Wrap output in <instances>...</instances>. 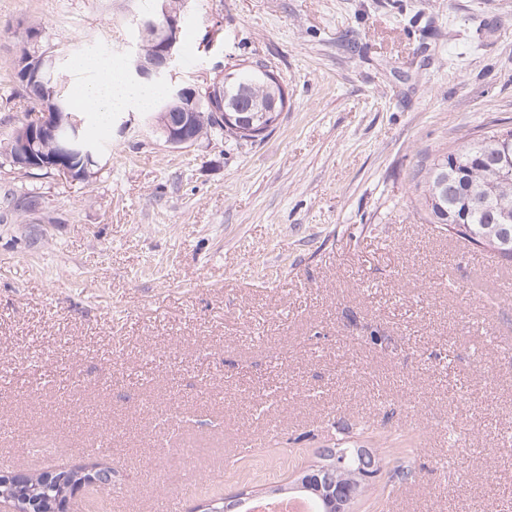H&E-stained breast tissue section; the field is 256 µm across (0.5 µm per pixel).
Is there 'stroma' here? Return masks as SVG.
I'll use <instances>...</instances> for the list:
<instances>
[{"label": "stroma", "mask_w": 512, "mask_h": 512, "mask_svg": "<svg viewBox=\"0 0 512 512\" xmlns=\"http://www.w3.org/2000/svg\"><path fill=\"white\" fill-rule=\"evenodd\" d=\"M143 7L0 0V140L29 24L74 91L106 48L133 79ZM256 61L264 139L176 149L132 103L87 115L88 178L0 166V473L108 463L112 512H192L333 444L387 464L354 512H512V269L415 190L512 128V0H192L170 82Z\"/></svg>", "instance_id": "35a3bbf8"}]
</instances>
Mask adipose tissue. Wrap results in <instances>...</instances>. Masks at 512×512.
<instances>
[{
    "mask_svg": "<svg viewBox=\"0 0 512 512\" xmlns=\"http://www.w3.org/2000/svg\"><path fill=\"white\" fill-rule=\"evenodd\" d=\"M77 95L84 111L96 114L105 123L111 119L113 112L123 109L130 101L149 103L155 90L148 84L127 83L114 71L104 83L80 88Z\"/></svg>",
    "mask_w": 512,
    "mask_h": 512,
    "instance_id": "ef3b65f1",
    "label": "adipose tissue"
}]
</instances>
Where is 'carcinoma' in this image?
Listing matches in <instances>:
<instances>
[{
	"instance_id": "obj_1",
	"label": "carcinoma",
	"mask_w": 512,
	"mask_h": 512,
	"mask_svg": "<svg viewBox=\"0 0 512 512\" xmlns=\"http://www.w3.org/2000/svg\"><path fill=\"white\" fill-rule=\"evenodd\" d=\"M57 55L55 46L42 37V30L36 25L25 29V38L15 61V79L17 86L30 103L29 112H54L60 128L57 138L43 141L38 161L39 169L48 170L50 165L60 162L74 170L77 177L85 179L91 176L86 167L82 152L90 150L99 155L98 146L78 129V138L74 141L75 153L62 155L57 152V144L63 139L73 138L72 109L67 76L58 64L47 66L44 59ZM226 105L249 112L270 101L277 88L256 81V70L247 68L224 74ZM209 104L197 106L189 119V130L196 139L211 136H228L236 140L244 136L223 130L211 117ZM31 125L23 121L10 134L0 156L14 163L15 144L30 136ZM494 147H483L481 142H473L460 149L448 151L436 157L426 172L424 183L416 184L422 189V204L429 214L440 224L451 225L463 222L478 232L473 237L465 231H449V234L465 239L478 246L486 245L497 250L498 241L494 234L497 224L501 223L500 204L512 205V183L498 177L501 167V151ZM336 482L353 495L358 496L369 486L359 471L353 453H348L344 463L333 467ZM76 468L60 470L56 475L58 484L43 482V473L28 475L27 486L22 489V497L27 499L26 512H51L55 502L65 498L67 487L72 482ZM271 497L288 494L309 501L313 512H332L333 501L318 487L307 480V472H302L295 484L289 488L276 487L270 490Z\"/></svg>"
}]
</instances>
